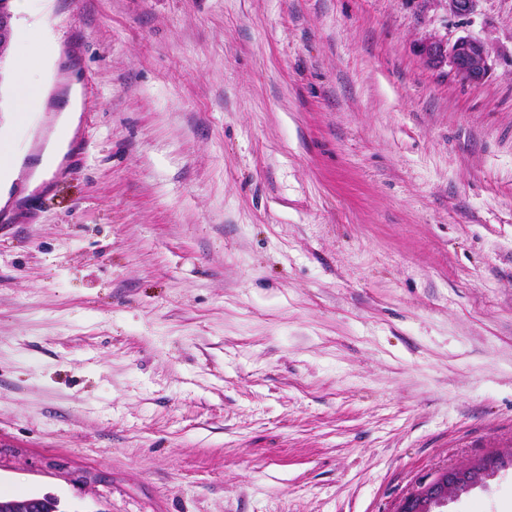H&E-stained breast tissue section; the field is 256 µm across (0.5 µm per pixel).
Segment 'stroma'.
<instances>
[{
	"instance_id": "obj_1",
	"label": "stroma",
	"mask_w": 512,
	"mask_h": 512,
	"mask_svg": "<svg viewBox=\"0 0 512 512\" xmlns=\"http://www.w3.org/2000/svg\"><path fill=\"white\" fill-rule=\"evenodd\" d=\"M0 63V494L394 512L512 451V0H40ZM488 40L478 85L419 53ZM89 130L31 179L72 86ZM445 512H512V467ZM27 44L19 50L17 61V74L20 89V99L17 112H27V109L38 101V84L33 72V57L43 49L44 41L42 35L32 29L27 38Z\"/></svg>"
}]
</instances>
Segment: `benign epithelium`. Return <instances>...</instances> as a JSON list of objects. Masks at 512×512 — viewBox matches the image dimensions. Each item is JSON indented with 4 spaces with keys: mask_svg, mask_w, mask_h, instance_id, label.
Returning a JSON list of instances; mask_svg holds the SVG:
<instances>
[{
    "mask_svg": "<svg viewBox=\"0 0 512 512\" xmlns=\"http://www.w3.org/2000/svg\"><path fill=\"white\" fill-rule=\"evenodd\" d=\"M440 2L449 13L465 17L475 13L480 0H422L424 3ZM15 32L14 15L6 2L0 3V42L10 40ZM420 55L434 68L449 65L453 74L463 84L475 85L484 81L491 69V50L480 37H460L448 43L436 37L420 44ZM490 470V460L485 459L467 467L442 470L422 480L417 488L405 497L395 512H438L448 505L453 494L485 485L484 478ZM59 499L52 494L43 496L2 497L0 512H59Z\"/></svg>",
    "mask_w": 512,
    "mask_h": 512,
    "instance_id": "benign-epithelium-1",
    "label": "benign epithelium"
}]
</instances>
